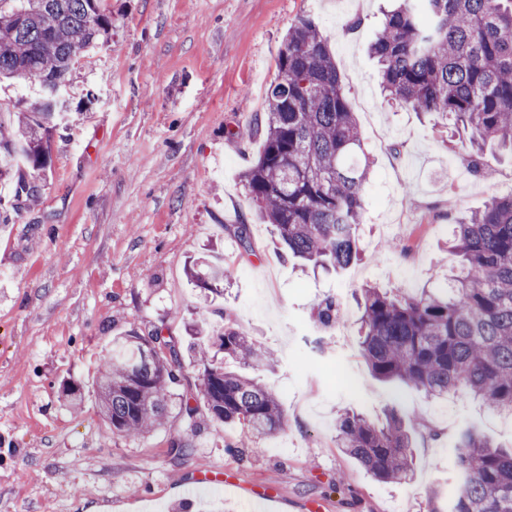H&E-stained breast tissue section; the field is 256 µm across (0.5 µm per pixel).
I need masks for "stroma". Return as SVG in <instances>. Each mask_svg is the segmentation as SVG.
Listing matches in <instances>:
<instances>
[{
	"mask_svg": "<svg viewBox=\"0 0 512 512\" xmlns=\"http://www.w3.org/2000/svg\"><path fill=\"white\" fill-rule=\"evenodd\" d=\"M112 39L72 72L61 94L74 116L55 131L47 184L13 213L0 185V512H426L430 488L456 485L451 447L463 428L512 443V419L470 397L436 400L375 378L358 335L356 289L444 287L457 261L455 222L512 187V158L486 149L473 173L435 119L388 104L369 44L386 0H108ZM320 22L372 170L350 271L301 272L270 225L258 223L240 182L262 144L251 121L265 109L292 21ZM361 19L358 30L348 27ZM250 228L248 244L232 225ZM222 263L224 295L204 305L187 276ZM342 320L321 327L324 296ZM242 326L277 359L262 381L288 417L285 432L239 446L205 404L193 421L172 410L138 438L112 433L96 394L112 340L162 329L192 341ZM347 372L358 391L335 383ZM82 388L79 405L62 392ZM417 414L413 479L374 480L336 446V419L372 420L388 405ZM189 439V455L172 453Z\"/></svg>",
	"mask_w": 512,
	"mask_h": 512,
	"instance_id": "stroma-1",
	"label": "stroma"
}]
</instances>
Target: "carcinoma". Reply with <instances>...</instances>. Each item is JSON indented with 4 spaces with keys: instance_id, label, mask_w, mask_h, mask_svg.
Here are the masks:
<instances>
[{
    "instance_id": "obj_1",
    "label": "carcinoma",
    "mask_w": 512,
    "mask_h": 512,
    "mask_svg": "<svg viewBox=\"0 0 512 512\" xmlns=\"http://www.w3.org/2000/svg\"><path fill=\"white\" fill-rule=\"evenodd\" d=\"M112 39L106 0H0V78L32 79L35 97L0 117V184L14 187V210L36 198L68 77L90 52ZM388 101L444 119L467 165L479 167L485 147L512 155V0H399L371 43ZM267 110L254 127L263 147L242 174L257 217L273 227L285 255L334 270L360 255L356 230L364 221L370 161L328 39L317 19L300 14L277 55ZM450 249L459 257L448 293L431 288L360 289L361 349L372 374L443 397L468 390L492 412L512 417V192L491 197L454 225ZM204 301L224 295V272L192 270ZM338 299L324 297L317 320L339 317ZM193 349L200 393L219 424H239L242 439L288 428L276 395L254 372L276 359L243 329L228 325ZM180 347L157 329L112 340L97 380L106 426L142 436L161 425L183 379ZM420 418L387 410L381 423L351 411L336 421L337 447L377 480L410 482L414 432ZM459 474L445 508L439 488L426 512H512V447L472 429L453 448Z\"/></svg>"
}]
</instances>
